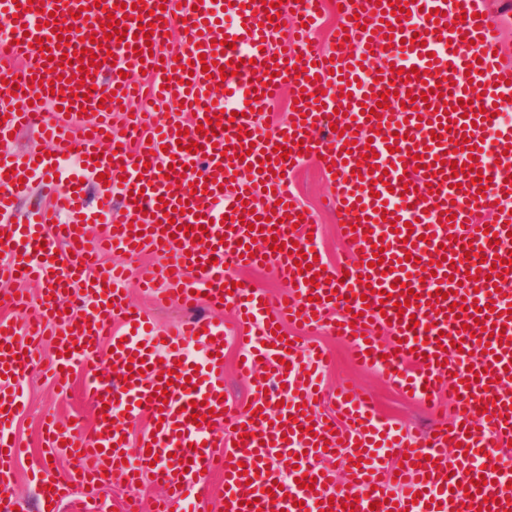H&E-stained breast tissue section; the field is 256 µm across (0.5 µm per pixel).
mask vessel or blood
<instances>
[{"label": "vessel or blood", "mask_w": 512, "mask_h": 512, "mask_svg": "<svg viewBox=\"0 0 512 512\" xmlns=\"http://www.w3.org/2000/svg\"><path fill=\"white\" fill-rule=\"evenodd\" d=\"M233 2L225 9L214 0H0V249L12 254L0 264V280H28L40 289L35 325L23 330L0 321V495L19 453L6 426L49 334L57 338L60 378L83 368L84 397L102 415L89 433L75 425L49 429L47 448H64L74 466L42 478L41 512H59L66 501L71 512H87L86 501L72 499V485L94 486L103 467L130 453L139 465L129 480L148 474L167 490L158 512L198 503L215 471L224 477V512H512V461L495 453L512 440V298L488 278L493 269L512 272V125L495 119L512 99V66L496 53V22L480 16L479 0H339L342 28L329 55L307 41L323 0H284L269 10L261 0ZM398 8L404 16L384 23L383 13ZM74 13L84 18L82 37L58 39ZM111 14L126 29L123 40L104 37ZM280 14L292 18L282 48L272 42ZM176 17L189 24L185 48L139 57L138 46L166 41ZM143 26L151 27L149 37L139 36ZM226 41L232 49H223ZM84 48L96 58L82 73L66 57ZM205 60L212 64L207 72ZM231 60L240 61L238 74L220 77ZM142 74L151 79L146 93L135 81ZM285 86L297 109L282 131L265 133L257 115ZM218 88L225 92L220 103ZM383 92L384 110L376 99ZM144 93L150 105L113 128L112 113ZM410 94L415 102H407ZM157 101L181 103L179 115L157 113ZM48 105L53 114H45ZM87 113L97 114L99 126L74 135L75 120ZM205 122L212 133L198 132ZM31 125L44 126L53 154L9 151L12 133ZM106 140L118 147L109 158L100 149ZM279 145L289 148L288 157L276 153ZM369 149L374 157H366ZM67 156L75 167L56 181L55 167ZM322 158L337 176L332 204L342 237L363 254L362 264L347 271L321 260L307 272L298 267L314 254L307 236L317 225L289 196L286 177L305 160ZM89 174L100 178L96 214L105 225L96 247L87 239L79 187ZM478 176L484 185L475 184ZM37 183L51 189L52 205L14 223L17 202ZM116 186L123 192L117 204L110 198ZM262 190L274 210L257 206ZM396 193L399 208L389 205ZM486 211L497 216L488 228L475 221ZM171 220L180 226L172 236L161 230ZM452 220L471 232L448 235ZM187 224L207 226L206 249L194 248ZM273 236L296 251L264 246L247 256V245ZM62 243L72 252L64 264L53 259ZM102 248L167 256L166 267L142 273L157 304L173 293L187 308L202 301L238 308L236 334L245 349L239 371L256 392L247 406L222 403L223 322L189 319L163 336L141 338L131 327L145 318L125 305L118 288L123 271L96 267ZM266 260L288 282L284 297L233 286L232 269ZM384 290L390 300L381 299ZM455 302L464 312L451 311ZM334 305L341 310L337 335L401 390L426 400L438 377H454L458 411L450 426L411 449L393 443L406 454L402 467L378 451L391 427L369 401L343 385L335 415L323 416L311 408L312 389L299 386L303 366L322 363L324 353L287 346L277 329L316 326ZM118 316L128 329L123 338L110 332ZM384 330L392 336L385 345L376 337ZM104 343L109 352L101 351ZM188 345L197 347V362L185 359ZM262 358L277 361L271 377L256 369ZM406 360L417 372L403 371ZM280 390L288 406L276 419L267 404ZM161 392L166 400H158ZM144 418L148 436L125 441L129 425ZM297 446L303 453L292 481L273 490L282 481L274 457ZM341 456L351 479L340 487L322 462ZM303 476L314 479L313 488L298 486ZM350 497L356 503L349 507Z\"/></svg>", "instance_id": "1"}]
</instances>
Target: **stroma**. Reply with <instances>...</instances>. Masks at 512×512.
Segmentation results:
<instances>
[{
    "instance_id": "obj_1",
    "label": "stroma",
    "mask_w": 512,
    "mask_h": 512,
    "mask_svg": "<svg viewBox=\"0 0 512 512\" xmlns=\"http://www.w3.org/2000/svg\"><path fill=\"white\" fill-rule=\"evenodd\" d=\"M288 189L317 218L319 229L315 242L323 260L330 265L360 263V255H347L336 227L338 215L325 208L324 201L333 191L330 177L315 163L307 162L290 177ZM166 262L161 255L131 257L119 253L105 255L103 265L122 264L131 276L125 285L130 302L143 310L154 332H162L171 322L185 318H204L210 311L206 306L184 309L178 304L156 305L147 293L137 286L136 277L147 267L159 268ZM288 335L296 337L305 347L321 346L328 352V361L320 369L317 380L326 396L316 410L330 415L336 408V386L350 382L358 391L368 395L381 417L393 423L405 434L408 444H416L438 419L455 415V403L447 387H440L436 397L437 410H428L422 403L399 393L378 369H363L351 358L346 339L331 334L327 329L306 331L292 325ZM242 352L236 336H228L224 348V396L231 404H245L254 396L250 385L236 372V363ZM56 348L46 343L38 352L34 366L24 383V403L11 425V432L21 453L13 463L15 481L10 491L17 512H39V478L45 474H63L71 465L69 456L59 452L48 454L45 438L48 422L63 427L68 422H78L84 430H92L96 421L93 406L82 398L85 377L75 372L70 378L68 391H60L53 371ZM162 494L161 488L150 477H143L140 484L127 483L124 474L109 478L90 506L93 512H124L128 500H136L140 512H154V504Z\"/></svg>"
}]
</instances>
